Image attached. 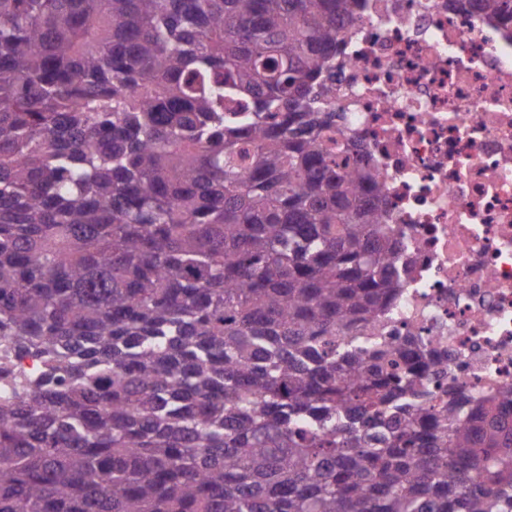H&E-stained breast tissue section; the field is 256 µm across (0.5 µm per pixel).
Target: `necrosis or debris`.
<instances>
[{
  "instance_id": "obj_1",
  "label": "necrosis or debris",
  "mask_w": 512,
  "mask_h": 512,
  "mask_svg": "<svg viewBox=\"0 0 512 512\" xmlns=\"http://www.w3.org/2000/svg\"><path fill=\"white\" fill-rule=\"evenodd\" d=\"M323 142L382 186L402 289L374 326L446 355L445 386H512V14L475 0H361L329 84Z\"/></svg>"
}]
</instances>
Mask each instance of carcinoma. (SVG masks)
Segmentation results:
<instances>
[{"instance_id":"carcinoma-1","label":"carcinoma","mask_w":512,"mask_h":512,"mask_svg":"<svg viewBox=\"0 0 512 512\" xmlns=\"http://www.w3.org/2000/svg\"><path fill=\"white\" fill-rule=\"evenodd\" d=\"M360 0H0V512H512V389L368 329L321 148Z\"/></svg>"}]
</instances>
